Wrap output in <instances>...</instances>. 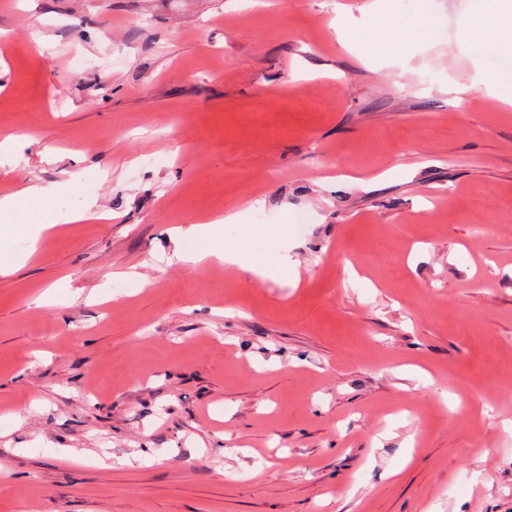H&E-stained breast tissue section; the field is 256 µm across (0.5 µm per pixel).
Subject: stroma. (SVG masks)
<instances>
[{"label":"stroma","instance_id":"1","mask_svg":"<svg viewBox=\"0 0 512 512\" xmlns=\"http://www.w3.org/2000/svg\"><path fill=\"white\" fill-rule=\"evenodd\" d=\"M367 2L0 0V512H512V54ZM229 210L299 287L175 259ZM411 35L421 41H436L440 39L442 24L439 18L433 13L423 14L417 22L406 24ZM52 189L51 187L29 185L11 195L4 196L0 198V215L13 217L22 213L30 199L42 197L52 191Z\"/></svg>","mask_w":512,"mask_h":512}]
</instances>
